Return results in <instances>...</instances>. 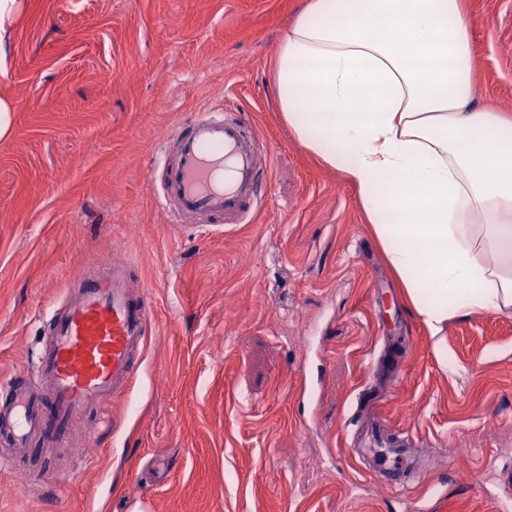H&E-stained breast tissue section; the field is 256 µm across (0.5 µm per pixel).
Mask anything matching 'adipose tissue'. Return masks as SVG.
<instances>
[{
	"instance_id": "adipose-tissue-1",
	"label": "adipose tissue",
	"mask_w": 512,
	"mask_h": 512,
	"mask_svg": "<svg viewBox=\"0 0 512 512\" xmlns=\"http://www.w3.org/2000/svg\"><path fill=\"white\" fill-rule=\"evenodd\" d=\"M474 85L463 0H304L274 58L284 121L356 190L443 361L450 319L512 310V115Z\"/></svg>"
}]
</instances>
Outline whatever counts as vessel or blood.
I'll list each match as a JSON object with an SVG mask.
<instances>
[{"mask_svg": "<svg viewBox=\"0 0 512 512\" xmlns=\"http://www.w3.org/2000/svg\"><path fill=\"white\" fill-rule=\"evenodd\" d=\"M272 150L241 111L210 107L184 116L152 155V184L175 224H245L269 203ZM150 304L127 265H101L68 301L46 312L48 333L33 370L8 384L0 402V437L16 456L41 444L59 448L86 415L101 413L133 376V357L151 329ZM416 438L379 423L352 432L348 444L367 474L390 487L430 475Z\"/></svg>", "mask_w": 512, "mask_h": 512, "instance_id": "1", "label": "vessel or blood"}]
</instances>
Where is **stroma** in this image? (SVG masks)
Here are the masks:
<instances>
[{"mask_svg":"<svg viewBox=\"0 0 512 512\" xmlns=\"http://www.w3.org/2000/svg\"><path fill=\"white\" fill-rule=\"evenodd\" d=\"M300 6L22 0L0 73V388L99 263L128 262L152 330L106 430L89 416L69 447L27 452L43 480L19 490L0 446V512H512V312L451 319L443 367L356 190L277 109L275 48ZM465 6L476 97L512 113V0ZM216 104L272 143L271 201L202 236L171 223L148 161ZM358 409L421 440L433 487L395 491L358 466Z\"/></svg>","mask_w":512,"mask_h":512,"instance_id":"1","label":"stroma"}]
</instances>
